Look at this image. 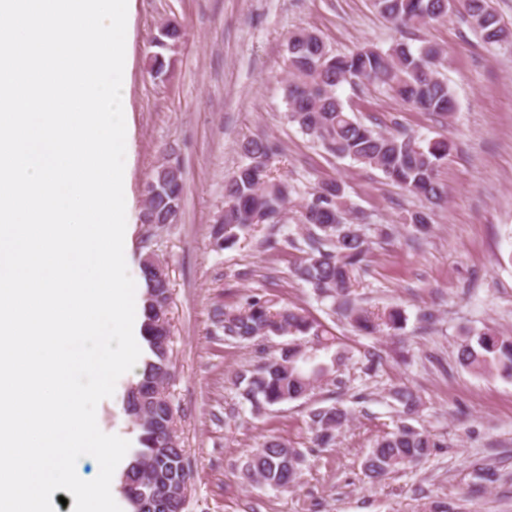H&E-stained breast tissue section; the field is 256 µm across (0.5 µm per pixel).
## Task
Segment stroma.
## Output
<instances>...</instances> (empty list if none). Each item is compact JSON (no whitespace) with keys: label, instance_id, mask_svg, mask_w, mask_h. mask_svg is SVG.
Instances as JSON below:
<instances>
[{"label":"stroma","instance_id":"1","mask_svg":"<svg viewBox=\"0 0 512 512\" xmlns=\"http://www.w3.org/2000/svg\"><path fill=\"white\" fill-rule=\"evenodd\" d=\"M167 19L185 36L156 74L148 57ZM298 28L316 32L337 54L400 40L443 49L440 72L456 99L450 117L415 111L375 84L337 90L377 130L452 141L441 171L448 201L431 209L428 234L400 221L422 209L419 199L379 170L327 155L288 122L284 57ZM126 33L129 249L136 267L148 252L162 255L172 281L169 392L192 474L184 512H512V378L469 372L457 359L464 330L488 326L512 335V40L485 43L455 11L406 36L370 0H131ZM256 136L279 142L283 154L271 168L293 186L292 202L280 223L257 227L234 248L214 249L209 226L224 207V182L241 162L240 143ZM171 149L183 167L184 204L178 223L156 230L140 222L143 186ZM331 181L343 186L370 240L355 301L375 311L403 309L407 321L397 334L357 332L294 273L307 256L299 206ZM251 296L299 309L333 334L349 357L338 382L253 413L235 374L257 363V353L214 325L215 308ZM372 353L380 363L369 371ZM135 380L119 378L96 409L102 432L133 445L138 431L124 399ZM399 387L420 399L411 425L439 446L372 484L362 461L400 424L392 397ZM334 403L351 418L329 447H316L308 411ZM229 407L238 416L228 422ZM271 435L306 457L285 491L243 477L247 458Z\"/></svg>","mask_w":512,"mask_h":512}]
</instances>
